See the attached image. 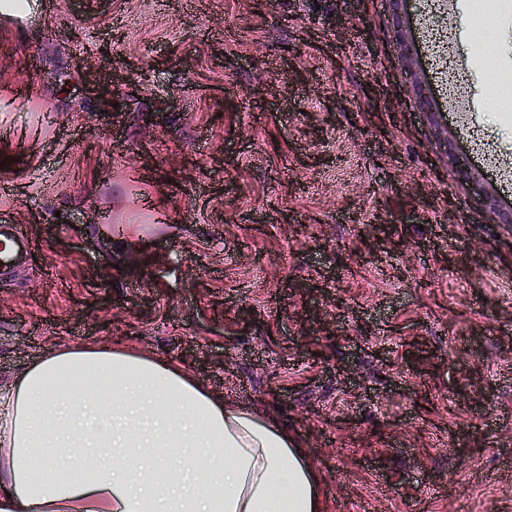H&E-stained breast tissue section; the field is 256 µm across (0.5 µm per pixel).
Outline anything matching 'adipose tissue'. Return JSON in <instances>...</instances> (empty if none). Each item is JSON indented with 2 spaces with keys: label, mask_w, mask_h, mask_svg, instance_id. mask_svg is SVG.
<instances>
[{
  "label": "adipose tissue",
  "mask_w": 512,
  "mask_h": 512,
  "mask_svg": "<svg viewBox=\"0 0 512 512\" xmlns=\"http://www.w3.org/2000/svg\"><path fill=\"white\" fill-rule=\"evenodd\" d=\"M0 512H324L321 477L275 419L177 364L79 345L0 401Z\"/></svg>",
  "instance_id": "adipose-tissue-1"
}]
</instances>
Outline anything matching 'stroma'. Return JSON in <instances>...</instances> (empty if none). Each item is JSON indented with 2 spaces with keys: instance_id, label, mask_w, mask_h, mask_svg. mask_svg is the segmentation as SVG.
<instances>
[{
  "instance_id": "1",
  "label": "stroma",
  "mask_w": 512,
  "mask_h": 512,
  "mask_svg": "<svg viewBox=\"0 0 512 512\" xmlns=\"http://www.w3.org/2000/svg\"><path fill=\"white\" fill-rule=\"evenodd\" d=\"M446 26L466 83L416 71L385 0H0V400L66 345L123 340L272 416L325 512H512V113L487 44L512 18ZM392 48L395 51L399 60L405 65H412L415 54L414 45L408 41L405 36L402 25H396L394 27L393 35H392ZM32 250V243L22 236L14 224H0V268L12 266Z\"/></svg>"
}]
</instances>
